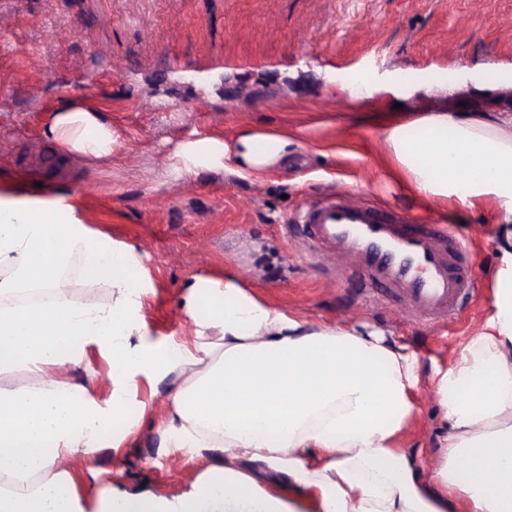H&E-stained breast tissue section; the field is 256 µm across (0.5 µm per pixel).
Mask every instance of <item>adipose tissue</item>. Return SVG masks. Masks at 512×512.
<instances>
[{"label":"adipose tissue","mask_w":512,"mask_h":512,"mask_svg":"<svg viewBox=\"0 0 512 512\" xmlns=\"http://www.w3.org/2000/svg\"><path fill=\"white\" fill-rule=\"evenodd\" d=\"M382 126L391 173L429 205L486 210L501 242L490 272L491 303L433 386L448 418L437 462L422 479L397 441L415 414L420 360L406 346L356 329L313 324L267 305L239 277L197 278L185 309L191 342L156 346L143 331L147 271L133 247H105L65 197L0 193V371L27 377L0 390V512H82L59 458L96 448L114 406L141 378H174L166 448L224 450L192 493L171 504L152 495H117L114 512H512V113L421 117ZM71 151L112 152V129L84 101L57 109L46 128ZM286 134L253 129L235 148L203 138L171 158L178 177L263 171L288 153ZM66 222H59L60 213ZM82 258L108 305L72 300L64 270ZM25 288H49L42 306L10 304ZM93 342L112 352V409L90 392L72 403L48 376L75 364ZM274 473L276 491L259 474Z\"/></svg>","instance_id":"1"}]
</instances>
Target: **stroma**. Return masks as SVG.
<instances>
[{
	"instance_id": "stroma-1",
	"label": "stroma",
	"mask_w": 512,
	"mask_h": 512,
	"mask_svg": "<svg viewBox=\"0 0 512 512\" xmlns=\"http://www.w3.org/2000/svg\"><path fill=\"white\" fill-rule=\"evenodd\" d=\"M509 87L512 0H0V191L65 195L105 244L134 247L153 340L191 341L187 284L230 270L288 315L384 333L427 374L448 366L490 303L496 230L483 211L430 207L403 188L376 116L397 103L411 119L476 112ZM73 96L111 125V157L46 135ZM252 126L288 131L287 160L244 176H170L179 144H228ZM336 189L453 225L472 247L474 305L447 327L424 325L337 274L340 255L313 259L287 226L306 200ZM111 372V353L87 343L79 364L52 377L106 406ZM169 387L140 379L98 448L59 460L86 512L105 491L178 501L223 459L161 447ZM415 401L400 446L427 471L448 422L429 381Z\"/></svg>"
}]
</instances>
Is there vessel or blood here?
Masks as SVG:
<instances>
[{
    "mask_svg": "<svg viewBox=\"0 0 512 512\" xmlns=\"http://www.w3.org/2000/svg\"><path fill=\"white\" fill-rule=\"evenodd\" d=\"M297 222L312 254H342L347 281L431 324L455 318L476 288L471 249L449 225L342 192L307 204Z\"/></svg>",
    "mask_w": 512,
    "mask_h": 512,
    "instance_id": "b4317fda",
    "label": "vessel or blood"
}]
</instances>
